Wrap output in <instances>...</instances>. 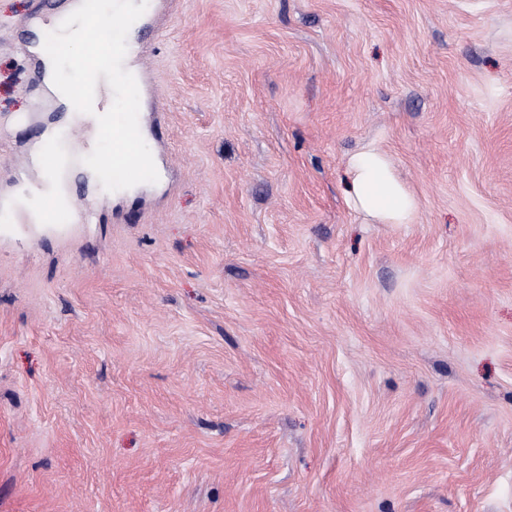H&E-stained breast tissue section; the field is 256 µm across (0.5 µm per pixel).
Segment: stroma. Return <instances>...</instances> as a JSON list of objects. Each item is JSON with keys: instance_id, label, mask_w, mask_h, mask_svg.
<instances>
[{"instance_id": "stroma-1", "label": "stroma", "mask_w": 512, "mask_h": 512, "mask_svg": "<svg viewBox=\"0 0 512 512\" xmlns=\"http://www.w3.org/2000/svg\"><path fill=\"white\" fill-rule=\"evenodd\" d=\"M50 12L0 0V512H512V0H165L156 177L62 226ZM347 203L367 224H410L418 200L400 179L388 154L375 145L352 153L345 164Z\"/></svg>"}]
</instances>
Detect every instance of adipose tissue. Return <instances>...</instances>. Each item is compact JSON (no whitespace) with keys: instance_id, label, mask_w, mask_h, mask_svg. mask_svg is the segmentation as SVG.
<instances>
[{"instance_id":"ef3b65f1","label":"adipose tissue","mask_w":512,"mask_h":512,"mask_svg":"<svg viewBox=\"0 0 512 512\" xmlns=\"http://www.w3.org/2000/svg\"><path fill=\"white\" fill-rule=\"evenodd\" d=\"M347 203L369 224H409L418 200L398 176L388 154L374 145L352 153L345 164Z\"/></svg>"}]
</instances>
